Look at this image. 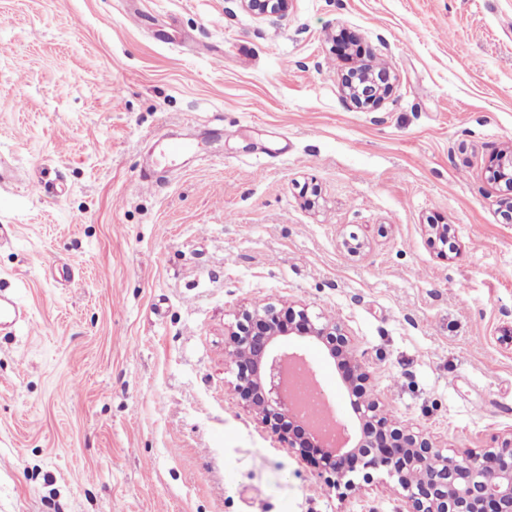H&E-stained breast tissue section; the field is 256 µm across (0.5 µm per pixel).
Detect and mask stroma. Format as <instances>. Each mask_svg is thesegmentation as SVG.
I'll return each instance as SVG.
<instances>
[{"label": "stroma", "mask_w": 512, "mask_h": 512, "mask_svg": "<svg viewBox=\"0 0 512 512\" xmlns=\"http://www.w3.org/2000/svg\"><path fill=\"white\" fill-rule=\"evenodd\" d=\"M361 61L380 107L342 91ZM510 146L512 0H0V293L30 316L0 332V512H406L243 406L225 344L254 304L340 323L396 425L511 438Z\"/></svg>", "instance_id": "stroma-1"}]
</instances>
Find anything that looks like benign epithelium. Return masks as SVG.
Instances as JSON below:
<instances>
[{
  "label": "benign epithelium",
  "instance_id": "obj_1",
  "mask_svg": "<svg viewBox=\"0 0 512 512\" xmlns=\"http://www.w3.org/2000/svg\"><path fill=\"white\" fill-rule=\"evenodd\" d=\"M257 14L283 13L288 0H242ZM347 98L357 106L384 102L390 82L369 74L357 81L343 79ZM306 336L326 348L328 356L347 372L343 382L353 396L351 410L359 426L338 421L337 437L328 439L298 411L286 385L292 365L314 368L300 354L283 348L285 337ZM236 372L234 390L262 424L281 435L288 450L320 452V464L337 486H355L348 474L356 463L381 471L403 491L407 512H512V438L490 448H466L453 455L420 432L397 426L381 402L356 390L371 380L341 325L312 323L307 309L255 306L245 310L229 333Z\"/></svg>",
  "mask_w": 512,
  "mask_h": 512
}]
</instances>
